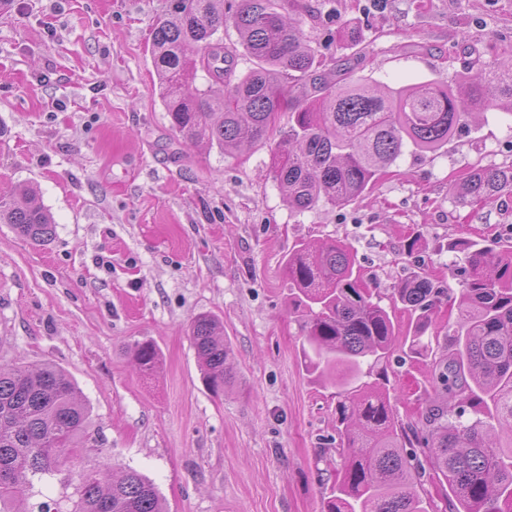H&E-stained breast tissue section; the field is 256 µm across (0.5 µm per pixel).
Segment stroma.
<instances>
[{"label": "stroma", "instance_id": "obj_1", "mask_svg": "<svg viewBox=\"0 0 512 512\" xmlns=\"http://www.w3.org/2000/svg\"><path fill=\"white\" fill-rule=\"evenodd\" d=\"M305 36L327 62L357 22L373 49L353 72L392 87L454 82L512 47V0H308ZM172 0H0V196L37 186L55 235L45 244L0 223V361L51 362L76 382L98 450L64 469L131 467L168 512H322L342 460L334 386L302 362L284 261L298 242L351 247L369 287L388 295L417 269L445 288L425 340L448 345L459 277L449 239L512 244V195L461 205L450 185L475 167L512 165V117L487 111L442 149L406 150L342 207L289 208L267 141L223 154L185 143L154 90L152 27ZM422 245L405 255L413 233ZM217 316L233 380L213 396L190 325ZM160 350L150 375L132 347ZM430 359L398 343L388 388L414 423Z\"/></svg>", "mask_w": 512, "mask_h": 512}]
</instances>
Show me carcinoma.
Instances as JSON below:
<instances>
[{"mask_svg": "<svg viewBox=\"0 0 512 512\" xmlns=\"http://www.w3.org/2000/svg\"><path fill=\"white\" fill-rule=\"evenodd\" d=\"M313 10L302 0H173L156 21L151 62L156 91L171 128L185 141L231 153L277 135L273 177L296 211L320 203L344 206L360 197L410 144L435 151L468 121L489 110L512 115V64L474 62L456 86L424 81L383 89L350 78L352 61L326 68L294 15ZM238 31L251 67L234 76L237 52L218 32ZM343 38L356 54L370 49L359 29ZM209 77L194 86L198 71ZM290 114L275 128L276 115ZM465 204L494 205L512 191V167L474 169L452 186ZM0 223L12 224L35 243L55 234L44 208L29 199L0 198ZM463 255L462 308L452 348L433 360L434 396L418 422L406 427L386 393L365 381L383 373L399 331L390 309L402 303L413 332L405 335L421 355L433 309L443 289L426 272H415L389 296L390 304L364 284L349 247L327 240L300 242L284 263L288 296L304 336L308 372L336 386V434L344 458L325 512H428L420 491L424 478L448 485L454 512H512V249L480 246L468 238L448 242ZM453 267L448 273L453 274ZM203 380L216 396L232 378L220 320L196 316L190 326ZM133 357L144 373L159 363L154 344L137 342ZM89 406L76 383L51 363L36 368L0 363V512L21 507L34 479L52 475L63 462L98 446L88 432ZM505 431L509 445L496 442ZM65 506L39 512H166L155 484L128 468L116 479L89 471Z\"/></svg>", "mask_w": 512, "mask_h": 512, "instance_id": "carcinoma-1", "label": "carcinoma"}]
</instances>
